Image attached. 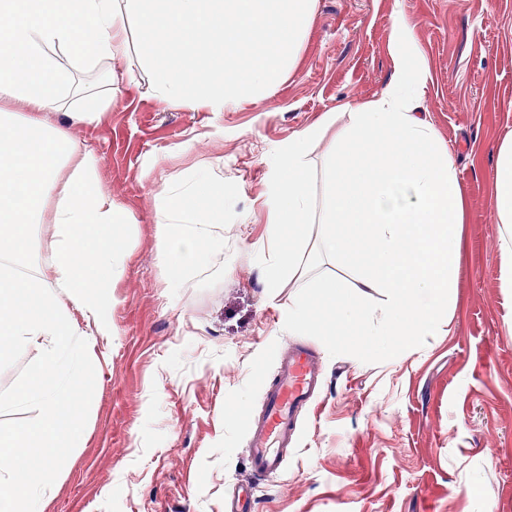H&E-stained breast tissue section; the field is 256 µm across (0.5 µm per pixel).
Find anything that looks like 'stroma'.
<instances>
[{
	"label": "stroma",
	"mask_w": 512,
	"mask_h": 512,
	"mask_svg": "<svg viewBox=\"0 0 512 512\" xmlns=\"http://www.w3.org/2000/svg\"><path fill=\"white\" fill-rule=\"evenodd\" d=\"M416 24L430 74L419 104L452 150L469 208L448 323L368 352L352 327L308 335L327 376L301 421L284 474L254 477L248 418L275 357L295 336L296 294L268 288L257 255L266 216L254 204L269 154L323 114L310 154L323 189L325 143L345 105L390 85L391 14ZM224 133V181L249 223L224 238V267L182 294L165 288L145 206L147 160L197 165L201 135ZM512 131V0H318L298 70L272 98L228 112H176L126 86L85 131L103 175L139 216L124 278L112 285V336L99 340L85 446L64 467L50 512H224L243 481L254 512H512V288L502 287L491 213L495 149Z\"/></svg>",
	"instance_id": "stroma-1"
}]
</instances>
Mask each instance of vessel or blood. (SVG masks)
I'll return each mask as SVG.
<instances>
[{
    "mask_svg": "<svg viewBox=\"0 0 512 512\" xmlns=\"http://www.w3.org/2000/svg\"><path fill=\"white\" fill-rule=\"evenodd\" d=\"M321 387L322 366L310 346L295 344L280 351L276 375L264 389V408L249 421L247 460L255 476H281L301 412ZM252 497V486H237L225 499L224 512H253Z\"/></svg>",
    "mask_w": 512,
    "mask_h": 512,
    "instance_id": "b4317fda",
    "label": "vessel or blood"
}]
</instances>
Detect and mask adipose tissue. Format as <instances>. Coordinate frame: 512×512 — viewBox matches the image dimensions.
<instances>
[{"label":"adipose tissue","instance_id":"1","mask_svg":"<svg viewBox=\"0 0 512 512\" xmlns=\"http://www.w3.org/2000/svg\"><path fill=\"white\" fill-rule=\"evenodd\" d=\"M317 0H0V354L37 352L0 409L34 406L0 426V512H43L60 466L85 444L93 349L112 333V285L131 256L135 213L102 175L83 131L123 85L145 84L172 110L226 112L269 97L298 68ZM415 25L393 11L389 89L352 107L327 151L321 197L309 157L336 121L323 114L279 145L257 200L268 215L269 288L312 287L285 314L292 332L355 326L369 346L436 330L459 282L466 195L451 153L418 103ZM144 56L131 66L129 54ZM141 177L168 288L195 287L224 263L228 202L219 164ZM492 215L501 285L512 288V132L496 149ZM357 268L352 282L310 276L304 250ZM36 254L34 267L22 260ZM383 293L382 308L371 293Z\"/></svg>","mask_w":512,"mask_h":512}]
</instances>
